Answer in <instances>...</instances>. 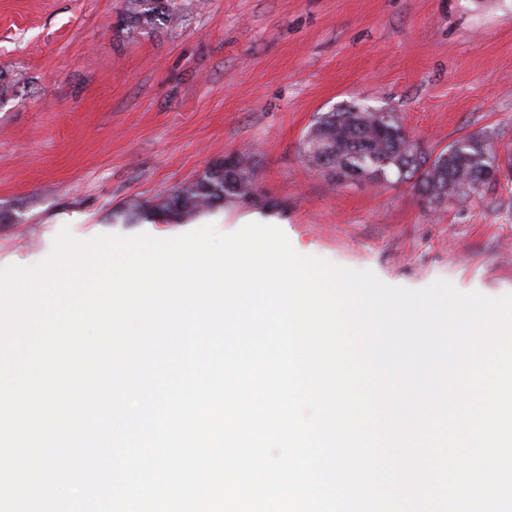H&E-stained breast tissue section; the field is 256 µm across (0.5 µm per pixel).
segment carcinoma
<instances>
[{
    "label": "carcinoma",
    "mask_w": 512,
    "mask_h": 512,
    "mask_svg": "<svg viewBox=\"0 0 512 512\" xmlns=\"http://www.w3.org/2000/svg\"><path fill=\"white\" fill-rule=\"evenodd\" d=\"M179 17L176 0H123L120 20L129 30L149 32L161 24L173 25ZM375 112L353 103L322 114L314 123V148L304 153L307 165L324 173L334 186L410 182L432 209L469 199L485 185L483 176L499 168V154L485 134L464 136L458 142L465 146L433 155L399 135L404 125L398 113L388 111L378 118ZM236 159L238 169L230 177L204 169L170 193L128 203L112 214V220L187 224L226 201L269 206L257 187L254 156L241 151Z\"/></svg>",
    "instance_id": "cac0c4a2"
}]
</instances>
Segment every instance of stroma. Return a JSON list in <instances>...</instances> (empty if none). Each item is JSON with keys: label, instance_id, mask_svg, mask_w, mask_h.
I'll list each match as a JSON object with an SVG mask.
<instances>
[{"label": "stroma", "instance_id": "stroma-1", "mask_svg": "<svg viewBox=\"0 0 512 512\" xmlns=\"http://www.w3.org/2000/svg\"><path fill=\"white\" fill-rule=\"evenodd\" d=\"M123 0H0V266L55 237L158 239L190 224H116L113 211L249 148L269 214L303 255L421 289L512 293V0H182L177 24L118 25ZM398 112L436 154L488 135L502 164L471 201L426 208L407 184L330 187L303 140L351 103Z\"/></svg>", "mask_w": 512, "mask_h": 512}]
</instances>
